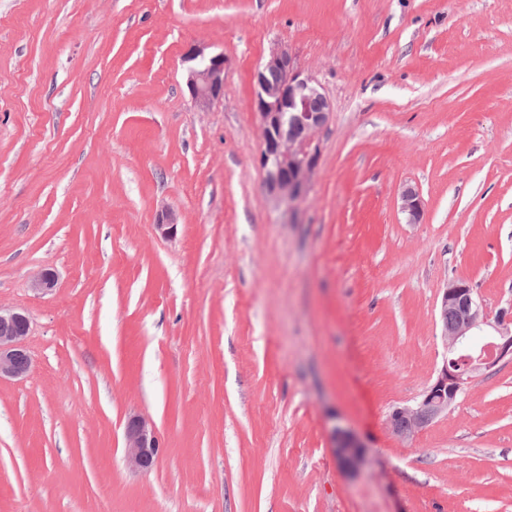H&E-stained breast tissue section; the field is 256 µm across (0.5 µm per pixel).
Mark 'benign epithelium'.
Listing matches in <instances>:
<instances>
[{"label": "benign epithelium", "instance_id": "obj_1", "mask_svg": "<svg viewBox=\"0 0 512 512\" xmlns=\"http://www.w3.org/2000/svg\"><path fill=\"white\" fill-rule=\"evenodd\" d=\"M185 60L187 87L198 108L207 110L224 93V55H207L193 47ZM278 74L279 81H268L266 74ZM256 85L254 114L261 133L259 167L271 201L291 205L309 189L321 158L319 135L332 118V104L315 77L294 65L287 45L275 42L267 58L254 73ZM401 210L408 223L417 224L423 215L418 193L407 188L401 193ZM56 285V275L47 269L32 282L33 290L47 293ZM441 338L445 350L455 358L443 359L435 380L414 406L398 407L390 415L392 431L403 439L416 436L432 420L451 409L465 392L472 378L483 370L508 359L512 361V307L502 308L494 317L483 306L471 283L451 281L442 288L437 305ZM461 314L448 325V310ZM30 319L19 311L0 309V379L20 378L31 368L24 342ZM336 457L350 472L360 470L366 460L365 445L351 431L335 427L332 432ZM125 448L129 464L149 471L160 452L154 425L144 417L132 416L125 427Z\"/></svg>", "mask_w": 512, "mask_h": 512}]
</instances>
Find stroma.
I'll return each instance as SVG.
<instances>
[{"label":"stroma","instance_id":"stroma-1","mask_svg":"<svg viewBox=\"0 0 512 512\" xmlns=\"http://www.w3.org/2000/svg\"><path fill=\"white\" fill-rule=\"evenodd\" d=\"M277 41L333 112L289 209L252 110ZM194 46L227 59L204 112ZM456 279L512 304V0H0V308L32 360L0 381V512H512V361L389 428L437 375ZM400 199L401 210L407 215L408 223H419L423 215V202L419 194L411 188H406ZM160 440L154 425L144 417L132 416L125 427V448L129 464L141 472H148L156 463ZM333 442L336 457L340 464L350 472H357L366 460L367 448L351 431L334 427Z\"/></svg>","mask_w":512,"mask_h":512}]
</instances>
